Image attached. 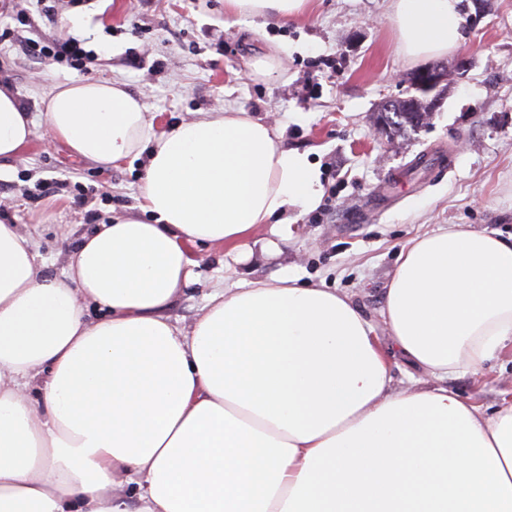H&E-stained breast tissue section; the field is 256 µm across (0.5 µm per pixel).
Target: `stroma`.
I'll return each mask as SVG.
<instances>
[{
    "label": "stroma",
    "instance_id": "1",
    "mask_svg": "<svg viewBox=\"0 0 512 512\" xmlns=\"http://www.w3.org/2000/svg\"><path fill=\"white\" fill-rule=\"evenodd\" d=\"M466 39L433 58L448 71L439 107L415 132L396 138L376 126L378 109L413 93L420 65L399 52L390 0H309L285 22L229 18L224 0H89L59 6L56 22L32 0L0 6V81L32 112L31 144L0 160V222L31 232L42 270L65 278L84 236L102 223L141 216L144 159L104 168L52 141L45 101L80 79L65 63L26 55L22 42L77 38L98 58L92 79L121 84L155 118V130L208 112L239 111L278 128L287 147L309 152L324 185L321 204L299 218L274 255L245 262L191 249L192 277L168 311L189 327L213 286L295 276L350 297L373 323L402 246L448 224L512 237V0H460ZM276 72L253 74L263 55ZM86 204H78L79 194ZM387 342L385 329L377 331ZM447 385L491 405L512 394V350L491 376L460 373Z\"/></svg>",
    "mask_w": 512,
    "mask_h": 512
}]
</instances>
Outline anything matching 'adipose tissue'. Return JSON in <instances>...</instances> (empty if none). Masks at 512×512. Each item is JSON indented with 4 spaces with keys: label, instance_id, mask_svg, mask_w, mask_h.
I'll use <instances>...</instances> for the list:
<instances>
[{
    "label": "adipose tissue",
    "instance_id": "ef3b65f1",
    "mask_svg": "<svg viewBox=\"0 0 512 512\" xmlns=\"http://www.w3.org/2000/svg\"><path fill=\"white\" fill-rule=\"evenodd\" d=\"M307 2L224 12L288 20ZM458 3L391 0L402 54L460 47ZM45 111L82 159L147 153L153 220L99 225L63 281L0 223V512H512V397L483 406L443 384L512 349V242L451 224L401 248L380 316L423 378L398 392L374 324L335 289L288 276L215 290L187 329L167 315L191 246L270 254L320 205L308 152L245 112L154 132L106 81L59 84ZM33 125L0 84V159Z\"/></svg>",
    "mask_w": 512,
    "mask_h": 512
}]
</instances>
